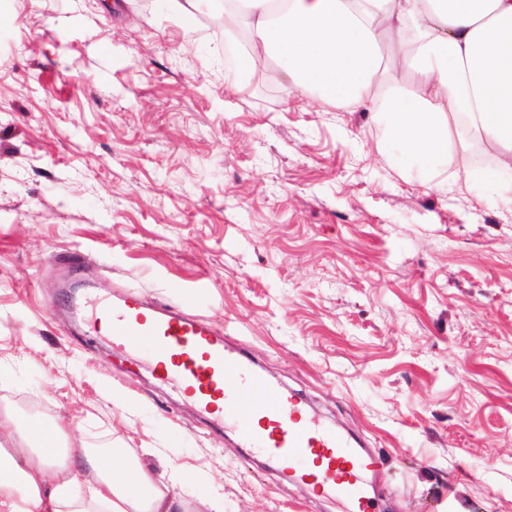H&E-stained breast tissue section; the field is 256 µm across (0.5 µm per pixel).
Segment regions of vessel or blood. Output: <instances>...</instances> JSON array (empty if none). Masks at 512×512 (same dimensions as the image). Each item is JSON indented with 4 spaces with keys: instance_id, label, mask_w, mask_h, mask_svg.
<instances>
[{
    "instance_id": "1",
    "label": "vessel or blood",
    "mask_w": 512,
    "mask_h": 512,
    "mask_svg": "<svg viewBox=\"0 0 512 512\" xmlns=\"http://www.w3.org/2000/svg\"><path fill=\"white\" fill-rule=\"evenodd\" d=\"M113 341L146 349L152 370L176 382L217 424H231L241 443L276 465L281 480L338 495L348 512H372L366 478L381 459L327 424L306 402L272 385L246 351L228 347L205 321L146 308L134 294L96 306Z\"/></svg>"
}]
</instances>
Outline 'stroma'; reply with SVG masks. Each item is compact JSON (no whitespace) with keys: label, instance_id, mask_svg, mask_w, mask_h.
Returning <instances> with one entry per match:
<instances>
[{"label":"stroma","instance_id":"stroma-1","mask_svg":"<svg viewBox=\"0 0 512 512\" xmlns=\"http://www.w3.org/2000/svg\"><path fill=\"white\" fill-rule=\"evenodd\" d=\"M215 15L0 0V409L35 404L189 504L347 512L214 428L86 299L207 320L382 459L381 512H512V211L428 189L368 107L224 80ZM76 263H67V255Z\"/></svg>","mask_w":512,"mask_h":512}]
</instances>
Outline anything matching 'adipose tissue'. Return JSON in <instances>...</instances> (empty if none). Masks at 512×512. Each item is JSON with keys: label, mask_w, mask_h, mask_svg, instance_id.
Wrapping results in <instances>:
<instances>
[{"label": "adipose tissue", "mask_w": 512, "mask_h": 512, "mask_svg": "<svg viewBox=\"0 0 512 512\" xmlns=\"http://www.w3.org/2000/svg\"><path fill=\"white\" fill-rule=\"evenodd\" d=\"M272 1L242 0L251 37L228 82L273 58L290 88L323 105L369 103L431 188L477 144L492 164L463 168L464 181L512 168V0H277L276 11ZM385 46L394 66L418 73L415 84L381 83ZM62 431L0 411V512H187L168 482L120 453L61 442ZM76 472L87 495L71 486Z\"/></svg>", "instance_id": "1"}]
</instances>
